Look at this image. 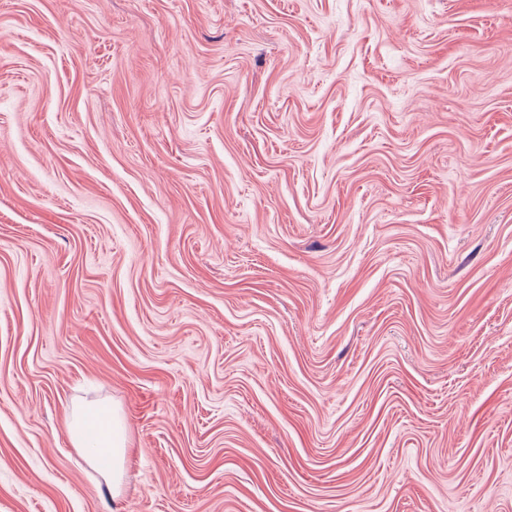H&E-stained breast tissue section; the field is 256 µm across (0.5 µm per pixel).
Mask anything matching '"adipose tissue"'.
Masks as SVG:
<instances>
[{"label":"adipose tissue","instance_id":"adipose-tissue-1","mask_svg":"<svg viewBox=\"0 0 512 512\" xmlns=\"http://www.w3.org/2000/svg\"><path fill=\"white\" fill-rule=\"evenodd\" d=\"M69 428L77 441H91L92 460L111 481L120 487L126 462V433L121 415L114 405L99 402L74 412Z\"/></svg>","mask_w":512,"mask_h":512}]
</instances>
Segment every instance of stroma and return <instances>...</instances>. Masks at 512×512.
Instances as JSON below:
<instances>
[{"instance_id": "35a3bbf8", "label": "stroma", "mask_w": 512, "mask_h": 512, "mask_svg": "<svg viewBox=\"0 0 512 512\" xmlns=\"http://www.w3.org/2000/svg\"><path fill=\"white\" fill-rule=\"evenodd\" d=\"M0 512H512V0H0ZM69 428L80 447L93 436L91 460L112 482L113 492L121 486L126 462V433L119 410L107 402L87 405L74 412Z\"/></svg>"}]
</instances>
